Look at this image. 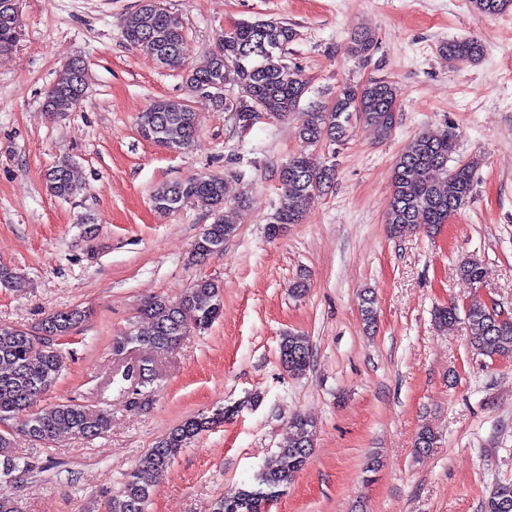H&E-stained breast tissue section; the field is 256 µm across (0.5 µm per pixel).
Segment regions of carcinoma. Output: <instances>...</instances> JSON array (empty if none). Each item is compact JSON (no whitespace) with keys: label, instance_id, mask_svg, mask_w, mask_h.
<instances>
[{"label":"carcinoma","instance_id":"obj_1","mask_svg":"<svg viewBox=\"0 0 512 512\" xmlns=\"http://www.w3.org/2000/svg\"><path fill=\"white\" fill-rule=\"evenodd\" d=\"M12 0H0V55L9 53L17 39L19 12L10 8ZM483 15L495 16L512 10V0H472ZM124 35L134 45H145L163 66L184 63L186 40L178 13L159 7L156 0H140L127 22ZM296 32L288 25L266 20L242 22L224 33V41L206 64L187 74L192 92L208 98L222 112H232L240 125L250 126L255 113L267 112L286 117L299 108L308 91V82L298 70L288 66L284 55ZM376 45L369 32L354 35L348 51L368 57ZM448 59L462 63L478 61L483 47L474 38L450 40L442 47ZM238 89L227 97V87ZM86 72L82 61L74 59L63 67L47 91L46 111L62 115L77 110L83 101ZM399 90L390 80L374 79L364 84L340 86L331 106L302 113L299 138L309 147L341 144L356 125H366L379 137L390 136L395 127ZM142 136L164 148L182 152L192 149L198 137L196 113L178 100L153 101L138 117ZM457 135L451 129L419 134L395 161L391 190L386 203L385 224L389 235L403 238L424 227L435 229L448 222L470 200L477 162L469 160L448 168L456 150ZM335 164L312 166L302 152L288 158L279 170L281 194L273 222L266 225L268 238L280 235L286 224H300L307 212L331 188ZM47 191L66 198L77 191L70 166L62 161L45 176ZM154 207L172 212L191 204L212 215L196 239L193 256L202 261L223 249L224 241L236 230L226 219L227 181L219 176L189 178L165 184L153 194ZM460 277L475 287L484 281L483 264L472 258L462 260ZM376 297L367 290L361 296V316L366 331L377 327ZM223 287L217 281L202 279L193 283L177 302L154 296L143 301L141 316L150 323L146 336L129 333L117 341L121 350L130 344L148 346L159 353L174 350L193 330H204L221 316ZM471 347L489 357H512V318H505L496 307L474 297L464 310ZM435 321L441 328L459 319V306L450 303L436 309ZM86 319L84 311L73 308L56 311L41 323V335L23 328L0 326V421L27 410L34 397L48 392L64 370L62 353L51 343L55 336H66ZM279 360L288 374H303L311 364L312 349L307 336L288 332L279 343ZM239 411L226 406L212 415L194 416L156 440L141 457L107 512H147L149 479L165 475L187 444L210 428L231 419ZM111 423L108 414L73 401L55 402L30 414L22 430L37 441L49 442L61 431L80 440H91ZM288 439L256 477V485L242 487L224 497L217 512H268V502L280 497L284 488L306 465L314 446V426L297 415L288 426ZM35 461H20L13 451L12 435L0 433V482L12 481L19 470L31 471ZM484 512H512V483L497 484L485 498Z\"/></svg>","mask_w":512,"mask_h":512}]
</instances>
